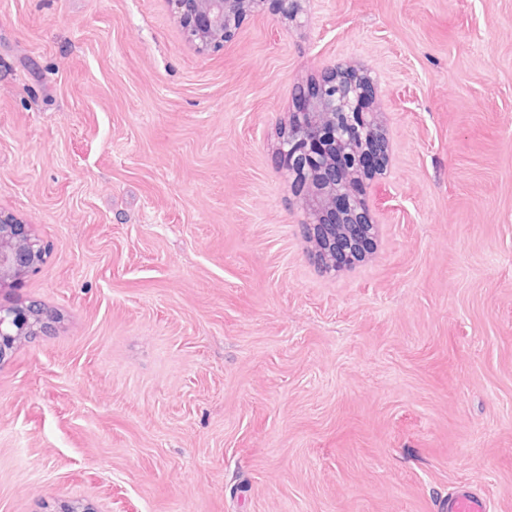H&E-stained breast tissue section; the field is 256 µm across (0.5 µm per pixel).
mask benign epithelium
<instances>
[{
	"mask_svg": "<svg viewBox=\"0 0 512 512\" xmlns=\"http://www.w3.org/2000/svg\"><path fill=\"white\" fill-rule=\"evenodd\" d=\"M265 0H165L184 38L198 53L217 52L232 41L244 19ZM298 112L285 129L276 155L294 176L303 212L301 227L312 243L314 263L326 273L365 256L378 225L364 197V180L384 170L388 143L372 110L377 86L346 65L299 85ZM47 246L31 225L0 209V293L36 275ZM52 313L35 302H0V361L29 336L47 332Z\"/></svg>",
	"mask_w": 512,
	"mask_h": 512,
	"instance_id": "1",
	"label": "benign epithelium"
}]
</instances>
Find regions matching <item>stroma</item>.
Returning <instances> with one entry per match:
<instances>
[{
  "label": "stroma",
  "mask_w": 512,
  "mask_h": 512,
  "mask_svg": "<svg viewBox=\"0 0 512 512\" xmlns=\"http://www.w3.org/2000/svg\"><path fill=\"white\" fill-rule=\"evenodd\" d=\"M197 54L164 0H0V208L56 315L0 364V512H512V0H301ZM338 62L390 142L308 256L277 134ZM440 512H488L484 498L470 491L459 489L448 493V500L439 504Z\"/></svg>",
  "instance_id": "stroma-1"
}]
</instances>
